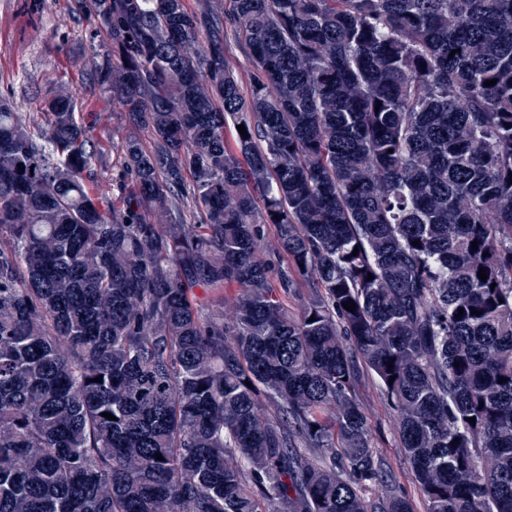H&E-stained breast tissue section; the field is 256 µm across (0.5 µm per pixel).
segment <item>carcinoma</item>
Returning <instances> with one entry per match:
<instances>
[{
	"label": "carcinoma",
	"instance_id": "cac0c4a2",
	"mask_svg": "<svg viewBox=\"0 0 512 512\" xmlns=\"http://www.w3.org/2000/svg\"><path fill=\"white\" fill-rule=\"evenodd\" d=\"M76 2L151 145L0 100V512H414L365 375L426 512H512V0ZM357 394L368 418L374 449L382 457L393 482L413 501L415 512H426L418 486L400 451L395 411L370 375L362 378Z\"/></svg>",
	"mask_w": 512,
	"mask_h": 512
}]
</instances>
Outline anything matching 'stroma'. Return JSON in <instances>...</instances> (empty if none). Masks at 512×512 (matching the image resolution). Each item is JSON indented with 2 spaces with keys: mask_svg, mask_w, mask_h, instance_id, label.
I'll use <instances>...</instances> for the list:
<instances>
[{
  "mask_svg": "<svg viewBox=\"0 0 512 512\" xmlns=\"http://www.w3.org/2000/svg\"><path fill=\"white\" fill-rule=\"evenodd\" d=\"M109 39L74 0H0V99L13 102L33 134H40L38 112L50 95H70L76 111L97 116L94 139L121 143L130 128L111 93L90 87L86 71L103 61ZM358 399L367 415L372 443L392 480L414 504L426 506L399 447L396 413L377 381L363 377Z\"/></svg>",
  "mask_w": 512,
  "mask_h": 512,
  "instance_id": "1",
  "label": "stroma"
}]
</instances>
